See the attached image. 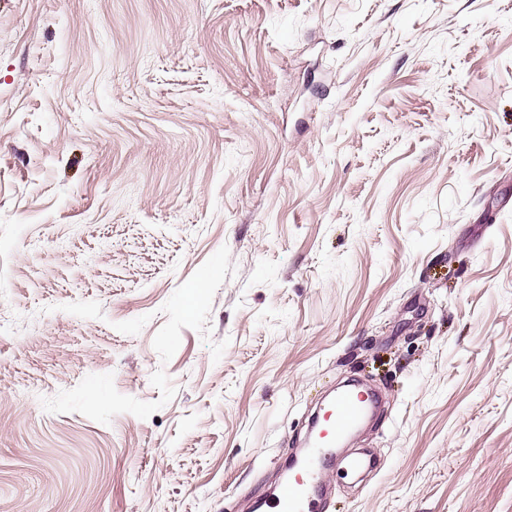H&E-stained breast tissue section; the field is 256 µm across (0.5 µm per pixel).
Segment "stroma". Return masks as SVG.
Returning <instances> with one entry per match:
<instances>
[{"mask_svg": "<svg viewBox=\"0 0 512 512\" xmlns=\"http://www.w3.org/2000/svg\"><path fill=\"white\" fill-rule=\"evenodd\" d=\"M348 379L328 512H512V0H0V512H251Z\"/></svg>", "mask_w": 512, "mask_h": 512, "instance_id": "stroma-1", "label": "stroma"}]
</instances>
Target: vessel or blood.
<instances>
[{
  "label": "vessel or blood",
  "instance_id": "1",
  "mask_svg": "<svg viewBox=\"0 0 512 512\" xmlns=\"http://www.w3.org/2000/svg\"><path fill=\"white\" fill-rule=\"evenodd\" d=\"M374 395L347 390L315 417L312 434L295 454L276 493L264 502L269 512H324L328 488L324 473L336 458L342 436L374 413Z\"/></svg>",
  "mask_w": 512,
  "mask_h": 512
}]
</instances>
